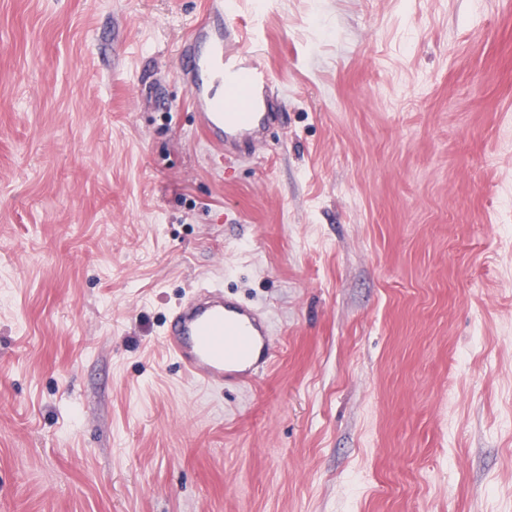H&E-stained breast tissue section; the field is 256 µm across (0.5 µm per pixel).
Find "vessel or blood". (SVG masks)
<instances>
[{
  "label": "vessel or blood",
  "mask_w": 512,
  "mask_h": 512,
  "mask_svg": "<svg viewBox=\"0 0 512 512\" xmlns=\"http://www.w3.org/2000/svg\"><path fill=\"white\" fill-rule=\"evenodd\" d=\"M253 30H230L223 11L210 14L181 44L179 57L201 126L234 151L259 139L273 112L246 108L251 94L270 86V72L247 59ZM273 327L254 305L204 284L171 312L164 343L189 379L205 387L253 383L274 361Z\"/></svg>",
  "instance_id": "b4317fda"
}]
</instances>
